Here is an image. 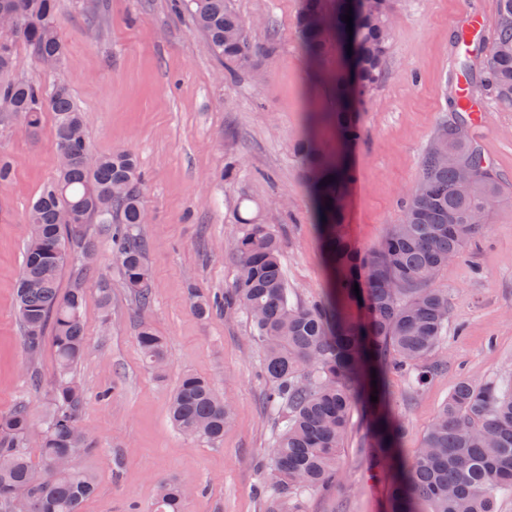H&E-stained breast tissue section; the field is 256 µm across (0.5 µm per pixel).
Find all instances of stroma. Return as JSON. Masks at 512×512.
Returning <instances> with one entry per match:
<instances>
[{
  "instance_id": "obj_1",
  "label": "stroma",
  "mask_w": 512,
  "mask_h": 512,
  "mask_svg": "<svg viewBox=\"0 0 512 512\" xmlns=\"http://www.w3.org/2000/svg\"><path fill=\"white\" fill-rule=\"evenodd\" d=\"M84 2L56 0L55 24L67 46L62 65L43 68L18 40L14 74L47 89L66 82L93 150L136 155L147 213L138 232L153 301L149 309L138 307L107 249L94 270L82 276L68 269L61 278V289L78 277L86 288L87 345L76 377L88 393L81 423L93 447L72 464L93 474L97 492L81 512H152L163 481L188 489L185 512H265L258 469L269 460L275 428L263 404L262 345L245 315L200 318L191 295H220L233 283L231 238L245 218L276 230L292 301L324 295L323 247L295 148L312 113L333 111L331 76L344 56L329 52L320 81H313L295 26L299 0H230L251 46L267 53L257 75L222 66L170 0H101L95 16ZM498 6V0H399L385 76L359 106L361 138L348 151L355 179L345 232L360 249L401 222L423 152L452 115L459 71L449 19L481 13L494 23ZM488 106L471 133L506 180L484 230L434 281L448 291V334L433 354L446 367L416 391L404 377L389 378L409 454L458 379L512 384V108L493 100ZM0 158L12 170L0 184V413L24 400L38 420L56 376L54 353L48 345L34 357L24 349L14 288L26 213L57 173L51 115L34 132L20 120H0ZM103 277L112 283L107 314L96 296ZM144 321L166 342L164 374L140 352ZM33 372L36 390L27 383ZM187 372L211 379L232 406L219 442L187 437L170 421V398ZM339 464L340 485L304 493L305 512H389L391 469L370 468L360 423H353Z\"/></svg>"
}]
</instances>
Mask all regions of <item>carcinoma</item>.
Masks as SVG:
<instances>
[{"label": "carcinoma", "mask_w": 512, "mask_h": 512, "mask_svg": "<svg viewBox=\"0 0 512 512\" xmlns=\"http://www.w3.org/2000/svg\"><path fill=\"white\" fill-rule=\"evenodd\" d=\"M215 54L231 68L255 72L265 55L248 42L244 23L227 0H178ZM349 0H300L297 27L309 61L320 64L329 45H354L355 65L336 75V109L317 117L341 145L360 137L356 104L380 82L390 49L394 0H362L347 28ZM56 0H0V15L12 17L7 31L22 40L44 67L55 68L66 44L54 24ZM12 41L0 39V116L37 129L53 114L58 172L27 214L29 235L16 306L22 343L38 355L51 334L57 379L40 428L22 402L0 415V512H13L17 496L31 499V512H80L97 490L87 472L69 466L41 487L32 475L63 457L93 447L74 432L86 392L74 368L86 349L85 288L76 280L59 288L65 267L88 271L101 246L111 248L125 283L140 308L152 293L145 242L142 174L127 151L95 153L83 113L64 82L51 89L9 78ZM468 90L483 89L512 108V0H499L492 39L472 42L459 58ZM471 113L458 106L441 122L420 161L419 176L379 243L361 253L344 235L345 200L354 170L338 149L315 135L298 145L309 174L316 227L329 274L327 298L308 304L290 300L280 262V242L269 224L251 220L232 238L238 273L224 295L193 294L201 317L218 311L243 312L264 350L270 384L266 403L277 425L272 457L261 469L259 488L267 512H305L302 494L328 491L340 483L338 453L355 409L367 422L365 439L373 463L393 467L391 512H495L493 495L512 493V389L459 380L415 453L402 452L404 427L392 409L388 378L399 371L419 388L444 364L431 359L448 334V291L434 287L438 271L458 258L481 233L500 198L502 176L493 170L471 136ZM473 179L460 188V167ZM359 286L360 294L354 293ZM96 293L103 317L112 287L100 279ZM138 344L146 363L161 374L166 343L144 322ZM377 402H371V395ZM170 417L186 436L210 443L224 437L230 405L205 377L186 373L173 395ZM40 463L31 460V444ZM188 494L174 483L159 486L153 512H185Z\"/></svg>", "instance_id": "1"}]
</instances>
